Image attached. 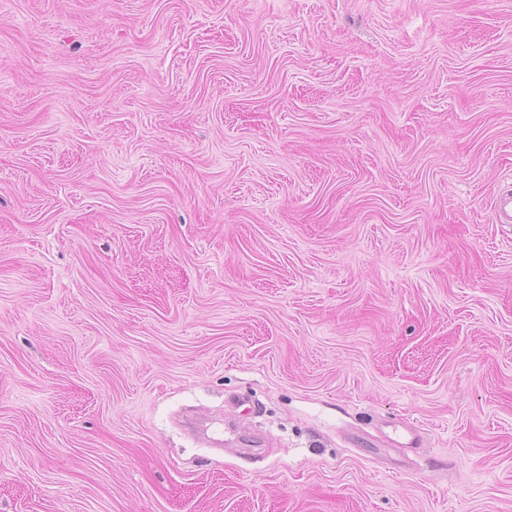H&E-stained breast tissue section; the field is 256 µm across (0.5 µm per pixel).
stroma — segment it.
Instances as JSON below:
<instances>
[{"instance_id":"obj_1","label":"stroma","mask_w":512,"mask_h":512,"mask_svg":"<svg viewBox=\"0 0 512 512\" xmlns=\"http://www.w3.org/2000/svg\"><path fill=\"white\" fill-rule=\"evenodd\" d=\"M510 190L512 0H0V512H512ZM391 434L386 435L387 441L399 448H415L420 446L421 436L418 431L407 422H399L396 425H389Z\"/></svg>"}]
</instances>
